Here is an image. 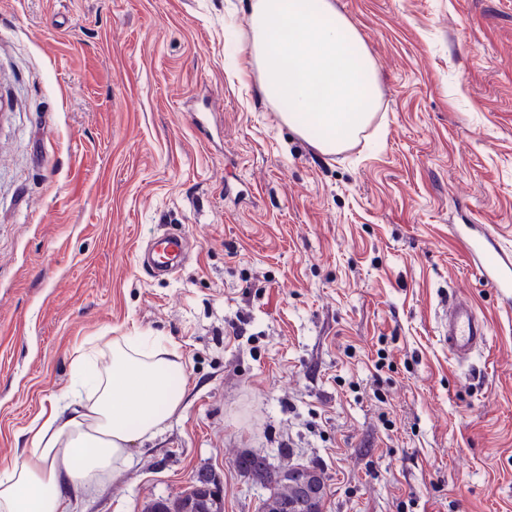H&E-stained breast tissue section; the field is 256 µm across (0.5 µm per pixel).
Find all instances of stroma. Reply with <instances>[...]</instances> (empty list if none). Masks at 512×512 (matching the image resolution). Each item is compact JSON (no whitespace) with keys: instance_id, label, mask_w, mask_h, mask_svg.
<instances>
[{"instance_id":"1","label":"stroma","mask_w":512,"mask_h":512,"mask_svg":"<svg viewBox=\"0 0 512 512\" xmlns=\"http://www.w3.org/2000/svg\"><path fill=\"white\" fill-rule=\"evenodd\" d=\"M376 60L336 154L246 75L242 0H0V460L90 336L152 334L186 394L70 512H142L242 452L314 466L325 512H512V305L449 234L512 250V0H334ZM186 258L153 276L162 232ZM466 296L487 349L441 342Z\"/></svg>"}]
</instances>
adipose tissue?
I'll list each match as a JSON object with an SVG mask.
<instances>
[{
    "instance_id": "adipose-tissue-1",
    "label": "adipose tissue",
    "mask_w": 512,
    "mask_h": 512,
    "mask_svg": "<svg viewBox=\"0 0 512 512\" xmlns=\"http://www.w3.org/2000/svg\"><path fill=\"white\" fill-rule=\"evenodd\" d=\"M248 57L280 119L324 153L367 128L379 105L376 66L333 0H247ZM76 378L27 431L23 456L0 464V512H67L68 494L128 463L181 406L183 365L152 336L84 340ZM106 368H98L100 355Z\"/></svg>"
}]
</instances>
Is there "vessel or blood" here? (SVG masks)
Here are the masks:
<instances>
[{
  "label": "vessel or blood",
  "instance_id": "b4317fda",
  "mask_svg": "<svg viewBox=\"0 0 512 512\" xmlns=\"http://www.w3.org/2000/svg\"><path fill=\"white\" fill-rule=\"evenodd\" d=\"M451 231L463 250L475 260L481 276L496 288L498 294L512 299V251L504 249L497 235L484 224H455ZM184 237L164 233L154 240L148 265L161 272L172 271V258L185 251ZM439 335L448 351L463 360L487 345V326L472 304L452 298L444 306L439 320Z\"/></svg>",
  "mask_w": 512,
  "mask_h": 512
}]
</instances>
